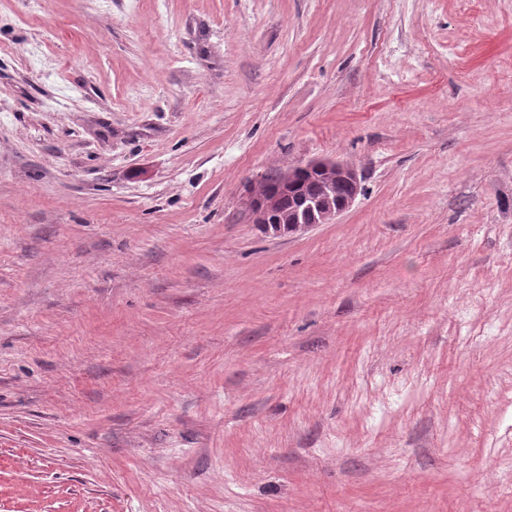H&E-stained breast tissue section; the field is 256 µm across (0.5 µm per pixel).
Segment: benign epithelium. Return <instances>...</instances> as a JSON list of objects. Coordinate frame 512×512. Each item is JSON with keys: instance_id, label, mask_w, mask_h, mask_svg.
I'll return each mask as SVG.
<instances>
[{"instance_id": "benign-epithelium-1", "label": "benign epithelium", "mask_w": 512, "mask_h": 512, "mask_svg": "<svg viewBox=\"0 0 512 512\" xmlns=\"http://www.w3.org/2000/svg\"><path fill=\"white\" fill-rule=\"evenodd\" d=\"M320 167L326 176H328V185H333L334 181L340 179L354 187V192L346 199L345 203L339 207L332 205L327 198H310L307 207L318 211V215L310 221L297 215L286 220H279L276 224L267 223V217L273 212L279 211L280 197L273 194H266L262 197L251 193L247 199V208L250 212L252 222L259 225L265 233L273 236H282L305 231L317 224H332L336 218L348 210L356 199V193L359 189L355 188L359 182L356 169L343 162L313 160L304 165L290 167L278 173V179L283 185L293 182L300 171L312 167Z\"/></svg>"}]
</instances>
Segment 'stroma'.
Instances as JSON below:
<instances>
[{
  "mask_svg": "<svg viewBox=\"0 0 512 512\" xmlns=\"http://www.w3.org/2000/svg\"><path fill=\"white\" fill-rule=\"evenodd\" d=\"M0 512H512V0H0ZM315 166H320L325 175L328 176L329 187H332L336 179L343 180L355 187L354 191L349 195L351 186L343 182H336L332 194L333 202L343 200L349 195L345 203L342 206L336 207V205H332L329 198H309L307 207L311 208L313 211L314 209L318 211V215L314 213V218L311 221H307L304 218H300L299 215H295L290 217L289 220L280 219L277 224L267 223L268 215L279 211L280 197L270 193L260 196V206L258 207L254 201L258 199L259 195L269 189L271 183L276 180L277 175L281 184L288 185L296 179L301 170L310 169ZM259 188L261 189V193L249 194L246 203L252 222L259 224L267 234L282 236L308 230L317 224L335 223L336 218L348 210L355 201L356 194L359 192V179L357 171L352 165L338 161L313 160L304 165L289 167L287 170L268 175L260 182ZM325 187V176L322 173H314L302 178L299 186L282 192V211L285 214L292 212L302 213L305 207L304 198L308 195L320 196Z\"/></svg>",
  "mask_w": 512,
  "mask_h": 512,
  "instance_id": "35a3bbf8",
  "label": "stroma"
}]
</instances>
